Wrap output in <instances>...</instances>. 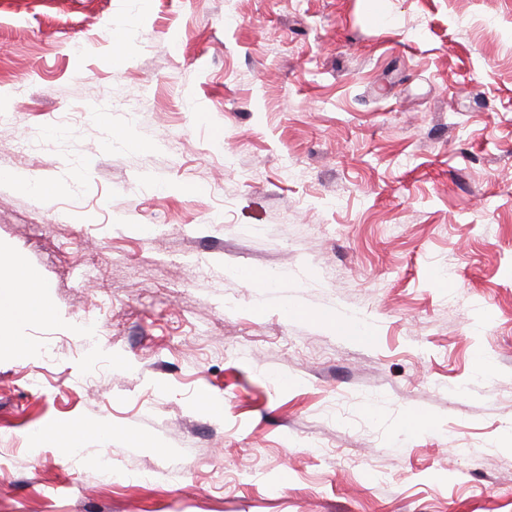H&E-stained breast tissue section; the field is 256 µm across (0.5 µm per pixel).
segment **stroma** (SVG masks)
<instances>
[{
  "label": "stroma",
  "mask_w": 512,
  "mask_h": 512,
  "mask_svg": "<svg viewBox=\"0 0 512 512\" xmlns=\"http://www.w3.org/2000/svg\"><path fill=\"white\" fill-rule=\"evenodd\" d=\"M0 108V512H512V0H0ZM5 272L15 289L8 294L0 292V334H10L22 324L49 319L52 309L24 263L15 257ZM88 430H93L105 435H112L113 432L110 425L103 420L87 424L56 422L36 432L32 438L33 445L36 448H66L69 452L77 454L83 446L82 435Z\"/></svg>",
  "instance_id": "obj_1"
}]
</instances>
